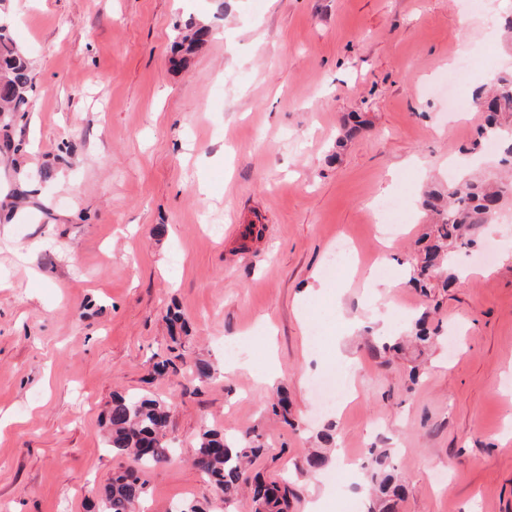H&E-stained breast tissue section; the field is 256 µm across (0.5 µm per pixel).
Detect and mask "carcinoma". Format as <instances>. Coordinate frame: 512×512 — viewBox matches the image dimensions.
Returning a JSON list of instances; mask_svg holds the SVG:
<instances>
[{
    "label": "carcinoma",
    "instance_id": "cac0c4a2",
    "mask_svg": "<svg viewBox=\"0 0 512 512\" xmlns=\"http://www.w3.org/2000/svg\"><path fill=\"white\" fill-rule=\"evenodd\" d=\"M6 0H0V165H8L10 152L20 146L13 145L11 121L29 112L35 76L25 49L12 36ZM209 28L189 22L180 29L175 50L190 54L204 41ZM483 99L484 124L477 133L470 152L494 139L500 140L499 163L512 166V139L504 135L512 133V72L500 73L487 96ZM32 196V190L12 188L0 198V207L15 210L19 203ZM512 203V181L491 177L481 178L470 172L463 173L446 189L433 187L425 192L423 206L435 215L431 229L434 242L426 246L417 263L410 267V280L421 288L432 287L431 278L448 257V247L458 245L469 249L475 244L470 231L491 222L494 214L505 204ZM174 358L157 363L160 373L176 374L180 369L175 361L183 359L176 353L182 347L172 339ZM190 382L205 384L213 379V370L204 363L187 368ZM170 418V406L152 396L115 395L108 411L107 447L121 457L118 471L102 496V512H132L134 505L146 494L143 470L154 463L167 459L169 446L165 426ZM265 448L256 436L246 431L229 438L217 429L204 430L199 438L193 457L194 467L203 478L222 495L224 502L232 503L248 493L252 497L253 512H289L293 496L291 479L267 482L258 475L250 474L254 459ZM333 457L317 448L305 455L296 465L299 474H317L331 467ZM372 493L368 498V512H397L398 501L404 488L394 473L393 449H370L368 461Z\"/></svg>",
    "mask_w": 512,
    "mask_h": 512
}]
</instances>
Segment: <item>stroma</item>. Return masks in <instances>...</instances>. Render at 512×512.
<instances>
[{"instance_id": "1", "label": "stroma", "mask_w": 512, "mask_h": 512, "mask_svg": "<svg viewBox=\"0 0 512 512\" xmlns=\"http://www.w3.org/2000/svg\"><path fill=\"white\" fill-rule=\"evenodd\" d=\"M11 10L36 87L0 186L18 168L50 176L39 206L0 220V512H101L119 463L104 430L116 392L171 408L174 453L147 469L137 512H251L246 498L224 504L192 466L204 428L254 429L267 453L253 469L272 479L331 423L352 455L348 481L301 477L290 512L320 489L321 512L342 494L365 500L361 463L374 445L397 450L398 512H512V223L478 229L458 254L475 277L437 292L429 324L454 332L456 349L379 356L365 328L375 259L399 283L385 302L412 315L426 305L406 273L427 230L417 200L476 139L486 76L461 85L472 103L462 119L423 89L453 68L459 45L482 44L473 0H11ZM190 19L213 33L176 67V27ZM353 112L366 125L337 145ZM399 188L405 226L388 240L373 207ZM341 240L355 254L311 294ZM174 307L187 361L214 370L198 388L155 371ZM228 343L241 364L229 374ZM337 369L355 396L325 410L311 381ZM280 387L285 418L269 404Z\"/></svg>"}]
</instances>
